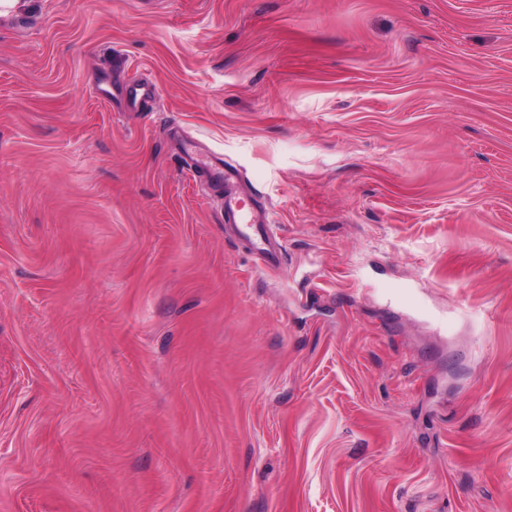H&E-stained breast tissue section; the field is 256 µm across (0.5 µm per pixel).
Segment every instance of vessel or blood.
Masks as SVG:
<instances>
[{
	"instance_id": "vessel-or-blood-1",
	"label": "vessel or blood",
	"mask_w": 512,
	"mask_h": 512,
	"mask_svg": "<svg viewBox=\"0 0 512 512\" xmlns=\"http://www.w3.org/2000/svg\"><path fill=\"white\" fill-rule=\"evenodd\" d=\"M215 175L222 179L226 192L224 194V216L234 224L240 225L242 236L259 235L263 246L258 255L264 264L272 265L279 261L280 251L276 246L272 223L266 207L253 193H240V182L235 167L222 164L217 167Z\"/></svg>"
}]
</instances>
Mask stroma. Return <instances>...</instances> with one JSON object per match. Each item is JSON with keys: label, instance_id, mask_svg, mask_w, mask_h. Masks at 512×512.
<instances>
[{"label": "stroma", "instance_id": "1", "mask_svg": "<svg viewBox=\"0 0 512 512\" xmlns=\"http://www.w3.org/2000/svg\"><path fill=\"white\" fill-rule=\"evenodd\" d=\"M0 512H512V0L0 10ZM214 170L216 172L213 175L224 180V219H230L234 224L240 225V233L246 238H250L253 233L259 235L266 246L257 248L264 264L273 265L279 262L280 251L267 208L253 193L243 194L237 191L240 178L235 167L220 163Z\"/></svg>", "mask_w": 512, "mask_h": 512}]
</instances>
